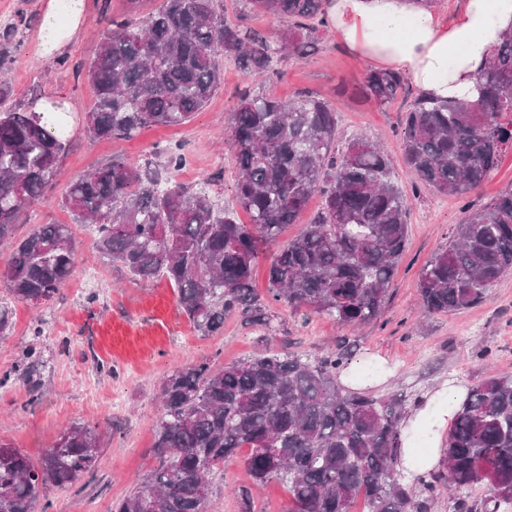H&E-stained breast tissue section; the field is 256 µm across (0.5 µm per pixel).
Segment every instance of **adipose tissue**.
I'll use <instances>...</instances> for the list:
<instances>
[{
    "label": "adipose tissue",
    "mask_w": 512,
    "mask_h": 512,
    "mask_svg": "<svg viewBox=\"0 0 512 512\" xmlns=\"http://www.w3.org/2000/svg\"><path fill=\"white\" fill-rule=\"evenodd\" d=\"M328 14L341 41L370 64L442 99L474 98L477 72L512 29V0H462L445 24L428 0H332Z\"/></svg>",
    "instance_id": "obj_1"
}]
</instances>
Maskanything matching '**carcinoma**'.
<instances>
[{
	"label": "carcinoma",
	"instance_id": "cac0c4a2",
	"mask_svg": "<svg viewBox=\"0 0 512 512\" xmlns=\"http://www.w3.org/2000/svg\"><path fill=\"white\" fill-rule=\"evenodd\" d=\"M251 9L288 20L275 37L233 23L214 0H158L144 18L132 10L108 21L88 64L95 99L85 116L93 138L125 139L150 126L191 120L224 84L218 57L250 81L227 128L237 172L235 197L251 219L162 176L179 170L181 146L164 149L163 169L122 158L77 178L63 206L76 224L95 227L102 257L134 281L166 279L179 311L202 334L237 314L265 326L275 319L252 288L263 248L278 242L314 194L315 220L273 254L269 294L308 318L342 326L377 318L408 235V199L391 157L361 135L339 147L336 112L311 93L285 101L254 90L278 75L273 57L307 56L325 38L328 0H248ZM18 27L0 32V67L18 51ZM404 84L393 70H372L363 96L379 106ZM475 100L424 94L402 119L403 165L415 190L462 200L481 187L512 146V30L477 73ZM51 112L0 109V242L12 238L24 209L53 180L67 146ZM510 120H505V117ZM76 241L67 224H40L14 247L0 283L15 299L46 304L69 281ZM512 273V191L456 225L448 248L424 266L418 294L426 315L478 304ZM342 351L311 358L269 350L215 367L169 374L160 387L164 415L153 427L155 467L112 512H208L212 476L249 449L252 484L288 486L286 512H432L448 497L453 512H512V375L489 372L472 386L448 429L446 472L404 480L402 448L410 409L401 394L373 396L341 385ZM98 429L75 424L38 463L0 440V512H35L49 485L91 473ZM482 482L488 494L472 496Z\"/></svg>",
	"mask_w": 512,
	"mask_h": 512
}]
</instances>
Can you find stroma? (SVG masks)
I'll use <instances>...</instances> for the list:
<instances>
[{
  "label": "stroma",
  "mask_w": 512,
  "mask_h": 512,
  "mask_svg": "<svg viewBox=\"0 0 512 512\" xmlns=\"http://www.w3.org/2000/svg\"><path fill=\"white\" fill-rule=\"evenodd\" d=\"M48 0H0V29L24 10L19 28L21 48L0 70L9 84L12 105L21 111L39 103L63 101L69 113V150L43 197L27 207L14 228L22 239L39 224H72L78 244L74 272L55 300L35 305L13 301V323L0 335V440L39 461L73 424L103 428L94 471L75 485L49 487L48 512H112V503L136 487L155 467L151 449L153 425L164 414L159 391L172 371L192 364H230L272 346L294 353L324 356L345 350L347 369L340 384L366 388L377 395L399 392L408 401L438 403L449 382L468 388L486 369L512 374V274L488 289L473 308L421 317L417 283L424 265L444 250L465 209L483 207L498 194L512 191V150L467 200L424 189L412 194V175L402 162L401 122L412 99L413 85L390 104L379 107L358 93L370 64L336 36L323 40L308 56H278L277 78L265 92L286 100L312 91L331 101L340 130L383 143L394 163L396 180L409 194V239L381 316L349 327L324 317L303 321L286 302L273 303L275 319L266 329L241 317L225 318L213 336L196 331L180 314L171 285L163 280L133 281L99 256L90 227L73 224L61 204L69 184L120 155L134 165L155 160L167 146L182 144L186 163L173 172L175 182L193 192H206L224 206L235 204L236 176L224 130L237 102L243 77L232 60L220 59L224 87L203 112L183 126L148 127L129 139L90 138L84 115L94 89L84 68L98 49L97 35L108 18L129 9L127 0H85L81 24L64 45L46 52L40 40ZM226 158L222 182H211L215 157ZM42 336H33L34 328ZM490 361H482L483 352ZM42 367L37 384L25 372L33 358ZM209 512H241L238 492L251 480L242 460L213 476Z\"/></svg>",
  "instance_id": "obj_1"
}]
</instances>
